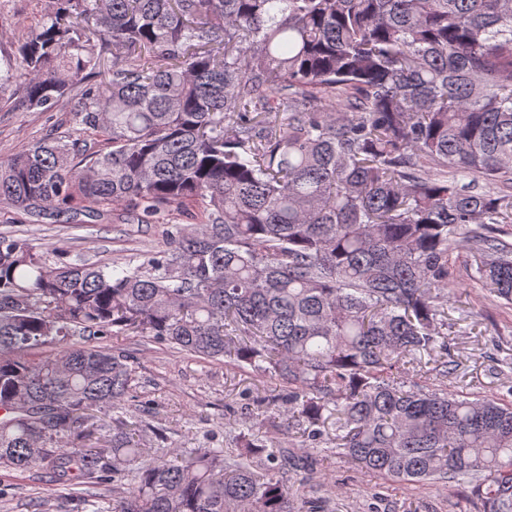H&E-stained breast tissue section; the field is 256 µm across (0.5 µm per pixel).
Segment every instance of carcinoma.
I'll use <instances>...</instances> for the list:
<instances>
[{
    "label": "carcinoma",
    "instance_id": "cac0c4a2",
    "mask_svg": "<svg viewBox=\"0 0 512 512\" xmlns=\"http://www.w3.org/2000/svg\"><path fill=\"white\" fill-rule=\"evenodd\" d=\"M6 89L110 150L72 133L0 157L1 202L197 222L119 271L0 236V469L125 470L111 512H295L249 429L233 457H150L121 426L76 445L135 389L93 341L133 332L286 383L300 448L332 433L366 473L512 512V403L404 380L422 353L456 373L455 249L512 304V0H52L0 54Z\"/></svg>",
    "mask_w": 512,
    "mask_h": 512
}]
</instances>
